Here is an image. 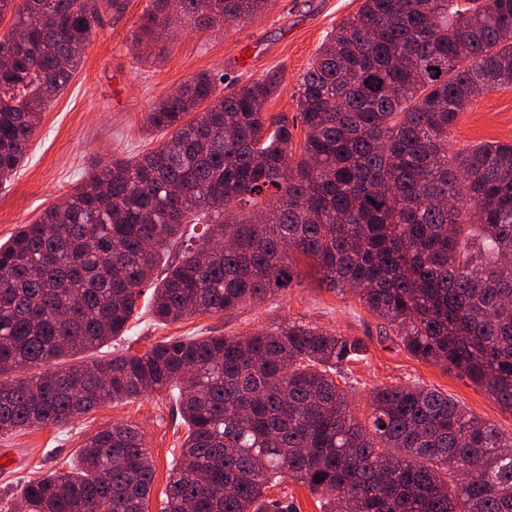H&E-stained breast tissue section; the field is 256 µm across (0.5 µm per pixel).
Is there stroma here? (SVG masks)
Here are the masks:
<instances>
[{
  "label": "stroma",
  "mask_w": 512,
  "mask_h": 512,
  "mask_svg": "<svg viewBox=\"0 0 512 512\" xmlns=\"http://www.w3.org/2000/svg\"><path fill=\"white\" fill-rule=\"evenodd\" d=\"M363 0H272L263 13L238 26H194L182 18L171 33L144 51L133 45L151 0H127L124 12L105 18L83 51L69 86L41 115L27 155L10 182L0 185V243L43 210L61 204L92 168L157 147L162 132L146 129L152 103L174 92L198 73H219V94L277 72L280 86L267 104L272 116L298 115L296 88L320 46ZM488 141L512 143V87L473 99L451 131V151ZM301 284L219 315L202 314L175 322L154 321L146 301L125 336L110 341L107 352L140 354L174 337L246 335L280 321L318 325L364 340V360L351 364L349 384L359 418L375 388L418 383L448 393L471 413L512 433V409L456 371L421 361L401 345L386 322L349 290L327 287L301 259ZM116 422L138 427L154 465L149 512H160L168 475L179 457L186 428L168 392L98 408L62 426L0 433V510L25 482L51 472H66L92 435Z\"/></svg>",
  "instance_id": "stroma-1"
}]
</instances>
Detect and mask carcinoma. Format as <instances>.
I'll list each match as a JSON object with an SVG mask.
<instances>
[{
  "label": "carcinoma",
  "instance_id": "cac0c4a2",
  "mask_svg": "<svg viewBox=\"0 0 512 512\" xmlns=\"http://www.w3.org/2000/svg\"><path fill=\"white\" fill-rule=\"evenodd\" d=\"M171 2L153 0L134 42L181 16L227 29L269 0H178L175 15ZM125 8L0 0L20 31L0 40V181ZM278 86L271 72L218 96L214 75H196L149 108L147 128L169 132L156 149L96 168L0 243V431L169 388L187 435L161 512H294L264 494L283 474L323 512H512V434L447 394L380 387L357 418L340 383L366 352L355 336L288 321L67 364L124 335L148 285L158 322L221 314L300 283V255L411 356L512 409V143L448 150L474 97L512 87V0H363L303 73L300 125L267 115ZM185 224L208 228L155 279ZM153 480L143 434L116 423L20 500L24 512H149Z\"/></svg>",
  "mask_w": 512,
  "mask_h": 512
}]
</instances>
